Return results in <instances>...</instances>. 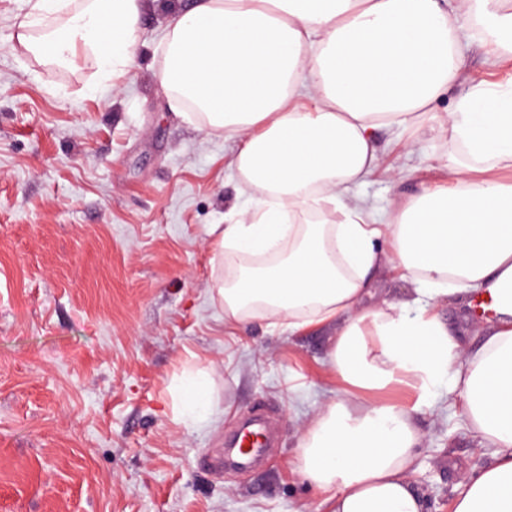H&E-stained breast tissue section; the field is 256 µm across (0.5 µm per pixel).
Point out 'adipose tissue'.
<instances>
[{
	"mask_svg": "<svg viewBox=\"0 0 512 512\" xmlns=\"http://www.w3.org/2000/svg\"><path fill=\"white\" fill-rule=\"evenodd\" d=\"M144 0H35L51 16L21 47L58 66L92 59L103 86L132 64ZM512 60V0H194L170 8L158 78L170 106L234 144L230 164L253 202L211 227L215 255L240 257L213 291L226 323L257 317L300 329L341 319L328 352L336 398L300 438L298 470L323 512H426L409 481L419 434L393 386L432 407L458 398L494 448L463 475L454 512H512V89L477 90L438 121L452 149L444 186L399 198L386 223L352 201L380 165L376 135L408 129L457 85L458 46ZM386 237L389 251L374 240ZM415 284L411 299L362 309L381 265ZM492 324L464 349L434 312L454 296ZM175 408L213 413L206 377L184 375Z\"/></svg>",
	"mask_w": 512,
	"mask_h": 512,
	"instance_id": "1",
	"label": "adipose tissue"
}]
</instances>
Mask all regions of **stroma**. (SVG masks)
Returning <instances> with one entry per match:
<instances>
[{"label":"stroma","mask_w":512,"mask_h":512,"mask_svg":"<svg viewBox=\"0 0 512 512\" xmlns=\"http://www.w3.org/2000/svg\"><path fill=\"white\" fill-rule=\"evenodd\" d=\"M34 0H0V512H316L297 469L301 435L332 397L326 357L339 321L291 330L224 322L211 290L234 257L208 231L245 197L232 144L175 114L156 74L173 0H147L137 56L99 90L92 60L47 67L17 41ZM465 84L441 96L433 124L477 84L512 87V62L464 46ZM380 133L381 165L354 193L384 215L421 185L444 183L447 137ZM412 167L393 181L390 171ZM367 308L406 298L389 268ZM466 347L488 334L466 304L439 310ZM208 374L215 421L180 419L173 387ZM278 441L249 470H219L224 438L252 411ZM410 482L428 512H453L462 474L492 451L458 408L415 415Z\"/></svg>","instance_id":"1"}]
</instances>
